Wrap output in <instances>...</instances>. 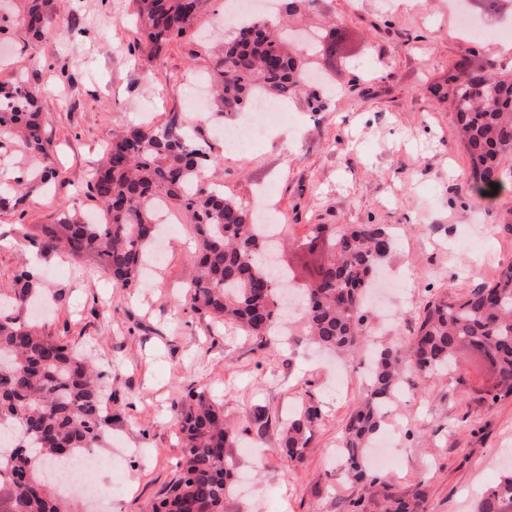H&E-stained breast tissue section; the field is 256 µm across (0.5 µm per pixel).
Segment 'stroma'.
I'll return each instance as SVG.
<instances>
[{
	"label": "stroma",
	"instance_id": "obj_1",
	"mask_svg": "<svg viewBox=\"0 0 512 512\" xmlns=\"http://www.w3.org/2000/svg\"><path fill=\"white\" fill-rule=\"evenodd\" d=\"M227 3L209 0L194 37L173 41L150 63L133 0H53L58 36L28 42L12 33L0 53V79L24 76L39 94L59 174L43 186L38 162L19 141L0 149V187L24 182L20 203L0 209V293L38 254L45 304L33 318L112 379L107 497L95 509L86 496L70 495L72 512H147L181 459L173 405L191 388L223 401L240 442L257 446L251 456L230 448L245 482L225 498L224 512H351L362 493L336 461L345 419L366 389L362 375L337 391L336 359L303 336L297 317L261 347L195 308L187 296L194 245L178 215L158 268L134 287L114 285L95 258L76 264L41 251L40 227L56 223L62 209L100 212L88 185L114 133L162 125L172 113L187 117L217 158L208 182L247 206L265 195L269 214L285 226L278 259L296 267L297 284L310 280L298 264L314 225L395 228L385 269L398 282L399 317L391 333L370 335L373 345L407 343L429 303L465 295L512 263V182L475 201L453 111L434 92L466 46L449 0H412L403 10L392 0H316L294 23L320 27L335 42L333 54L317 47L312 59L336 94L320 112L292 100L289 124L246 150L217 133L235 115L207 118L188 107L189 82L208 68L209 44L227 36ZM493 383L468 362L406 389L383 425L394 434V464L374 476L402 496L423 493L424 512H475L512 461V396L485 402ZM310 400L322 418L305 460L292 463L277 451L278 423ZM259 408L269 418L261 434Z\"/></svg>",
	"mask_w": 512,
	"mask_h": 512
}]
</instances>
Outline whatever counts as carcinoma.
Returning a JSON list of instances; mask_svg holds the SVG:
<instances>
[{
  "label": "carcinoma",
  "mask_w": 512,
  "mask_h": 512,
  "mask_svg": "<svg viewBox=\"0 0 512 512\" xmlns=\"http://www.w3.org/2000/svg\"><path fill=\"white\" fill-rule=\"evenodd\" d=\"M208 0H135L141 31L156 58L172 41L192 33ZM12 28L34 40L57 33L50 0H17ZM473 47L463 50L455 71L437 87L450 99L455 123L471 163L474 195L488 197L505 187L502 155L512 152V73L476 62ZM309 61L276 25L253 18L239 26L212 53L207 77L213 111H248L258 97L286 100L305 87ZM0 130L19 139L46 161L41 179L58 177L47 162L50 143L40 122L35 91L19 77L0 81ZM211 156L196 145L174 113L163 126L132 125L115 135L106 160L89 185L103 206L105 223L89 224L64 209L58 223L43 227L41 248L63 251L74 262L94 255L112 278L135 284L156 243L154 201L169 202L186 218L196 240V274L191 301L236 323L260 346L271 343L279 325L285 282L268 256L274 242L262 231L256 213L226 197L205 177ZM394 245L382 224L336 230L328 249L301 289L299 322L318 347L351 358L367 353L365 294L379 264ZM39 276L23 270L11 294L0 295V512H70L50 491L42 468L49 462L92 452L106 441L112 417L107 410L110 382L93 363L62 338L29 322L22 311L37 291ZM477 351L494 363L493 404L512 395V263L498 277L464 296H449L429 306L410 342L371 353L370 379L362 400L343 428L341 448L346 478L365 488L353 512L381 496L378 512H421V498L406 499L365 470V456L379 434L385 409L416 373L454 370L459 349ZM183 454L164 496L150 512H224L234 491V466L226 449L235 444L234 425L224 419V404L189 390L174 404ZM321 408L306 404L281 423L278 451L304 460ZM512 507V466L483 493L477 512Z\"/></svg>",
  "instance_id": "cac0c4a2"
}]
</instances>
